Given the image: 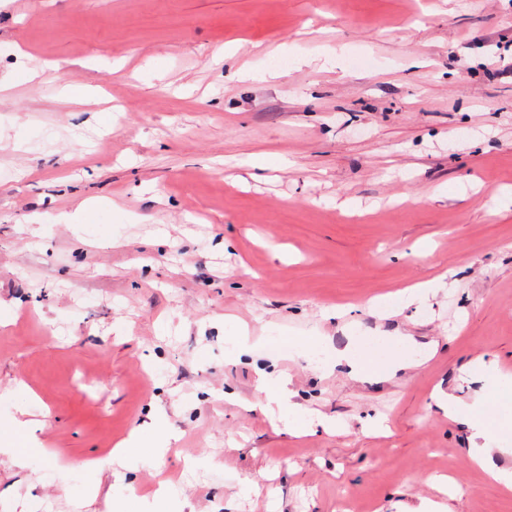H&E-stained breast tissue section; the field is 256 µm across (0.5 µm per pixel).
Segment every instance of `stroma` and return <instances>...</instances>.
<instances>
[{
  "label": "stroma",
  "mask_w": 512,
  "mask_h": 512,
  "mask_svg": "<svg viewBox=\"0 0 512 512\" xmlns=\"http://www.w3.org/2000/svg\"><path fill=\"white\" fill-rule=\"evenodd\" d=\"M490 33L512 46V0H0V423L26 384L51 451L0 454V512H136L162 482L193 512H397L429 475L453 480L446 512H512L430 406L439 385L477 402L472 357L512 366V77ZM46 62L92 98L27 80ZM350 334L372 362L414 337L417 365L330 372ZM263 371L340 431L288 436ZM153 410L178 436L161 459L84 468Z\"/></svg>",
  "instance_id": "obj_1"
}]
</instances>
